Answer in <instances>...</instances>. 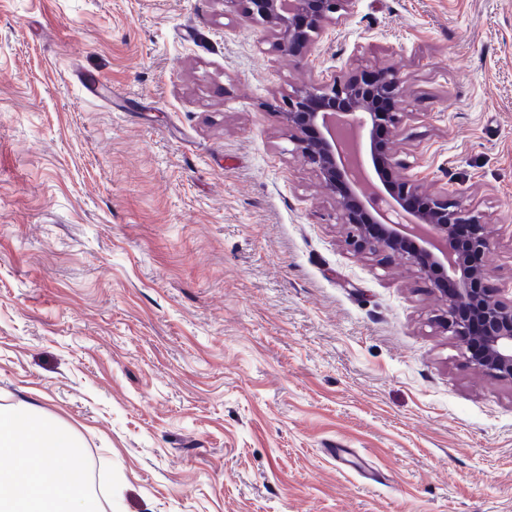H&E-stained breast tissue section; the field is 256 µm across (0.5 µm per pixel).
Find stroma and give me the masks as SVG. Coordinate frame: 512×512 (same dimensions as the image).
<instances>
[{
  "mask_svg": "<svg viewBox=\"0 0 512 512\" xmlns=\"http://www.w3.org/2000/svg\"><path fill=\"white\" fill-rule=\"evenodd\" d=\"M303 57L224 0H0V407L73 432L97 512H512V381L353 251L278 110L398 69L385 151L510 290L512 0H354Z\"/></svg>",
  "mask_w": 512,
  "mask_h": 512,
  "instance_id": "obj_1",
  "label": "stroma"
}]
</instances>
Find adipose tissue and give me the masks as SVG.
<instances>
[{
    "mask_svg": "<svg viewBox=\"0 0 512 512\" xmlns=\"http://www.w3.org/2000/svg\"><path fill=\"white\" fill-rule=\"evenodd\" d=\"M0 512H93L83 457L69 431L29 414L0 415Z\"/></svg>",
    "mask_w": 512,
    "mask_h": 512,
    "instance_id": "ef3b65f1",
    "label": "adipose tissue"
}]
</instances>
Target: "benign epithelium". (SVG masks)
I'll return each mask as SVG.
<instances>
[{"label": "benign epithelium", "instance_id": "7a95c632", "mask_svg": "<svg viewBox=\"0 0 512 512\" xmlns=\"http://www.w3.org/2000/svg\"><path fill=\"white\" fill-rule=\"evenodd\" d=\"M352 2L225 0L268 28L272 47L291 57L343 24ZM402 83L400 73L392 68L377 71V82L370 87L351 71L317 78L288 93L283 119L296 150L334 196L341 223L348 225L350 245L363 253H398L418 275L436 285L454 282L453 291L442 289L443 328L460 340L469 321L479 323L480 349L467 356L468 363L480 374L512 380V296L489 287L484 258L490 241L482 216L446 187L431 190L414 179L394 182L399 161L395 154L383 156L376 149L379 128H398L412 116L399 108ZM380 96L395 100L391 111L375 109ZM370 165L381 182L372 199L360 196L362 187L371 183ZM457 224L472 227L469 254L475 267L455 249ZM404 239L413 240L414 251L402 249Z\"/></svg>", "mask_w": 512, "mask_h": 512}]
</instances>
